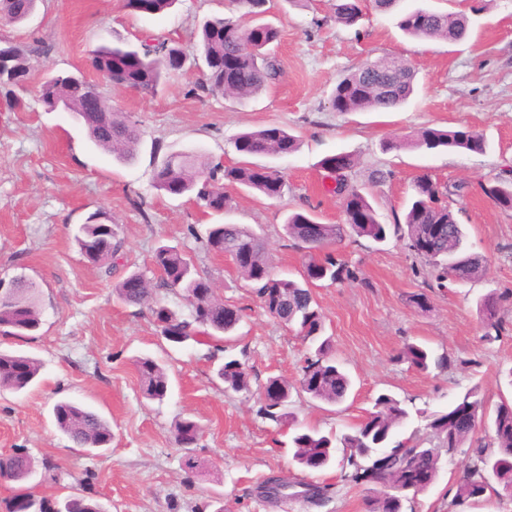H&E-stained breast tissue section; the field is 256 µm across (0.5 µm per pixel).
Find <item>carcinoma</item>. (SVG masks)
<instances>
[{"mask_svg":"<svg viewBox=\"0 0 512 512\" xmlns=\"http://www.w3.org/2000/svg\"><path fill=\"white\" fill-rule=\"evenodd\" d=\"M176 0H125L124 7L134 14L141 10L151 15L170 9ZM401 0H372L375 10L397 16L396 26L416 39H439L448 43L463 40L469 30L466 13L414 8L399 10ZM269 0H236V15L213 16L202 24L194 53L178 41L169 39L142 49L101 46L93 57L97 68L112 75V83L153 96L165 79L182 71L187 59L205 66L194 86L199 96L222 94L237 102L254 99L277 81L282 68L269 46L279 39V30L263 21ZM37 0H0V19L20 25L34 12ZM336 22L354 27L362 19L360 0H336L333 4ZM12 55L10 74L0 79V86L17 88L27 81L32 71V57L40 49L17 45L1 47L0 53ZM416 73L402 60L383 54L352 70L336 82L329 99L334 112H389L405 105L414 94ZM83 82L74 75H57L41 85V100L51 111L62 105L83 123L88 140L98 149L112 154L120 163L134 161L143 144L138 124L123 113L112 111L103 103L98 113L82 111ZM298 138L285 129L269 125L248 130L234 141L238 153L248 157L282 156L299 149ZM409 146L425 150H448L473 153L486 151L487 143L480 132L472 129L441 130L423 128L401 142L390 141L386 148ZM355 165L353 155L338 153L320 162L334 179L333 193L340 197L346 217L343 224H322L311 211H293L285 219L283 229L293 245L306 251L310 260L301 280L279 278L272 271L264 240L239 224H214L207 235L208 245L223 253L234 251L248 257L239 268L266 310L286 325L296 328L299 337L316 345L305 359L299 385L311 399L327 405L344 402L352 388L350 376L333 359L330 339L324 336L322 311L313 287L323 280L333 283L357 280V271L327 248L347 235L367 237L376 242L393 235L402 241L415 258L432 266L437 274L436 286L447 281H466L483 272V258L470 252L466 235L448 199L463 196V183H441L428 175L414 181V196L404 221L383 224L377 211L361 190L349 181L348 172ZM243 186L271 200H278L287 190L279 172L266 164L242 162L235 166L213 165L198 152L169 153L162 157L153 172V187L172 197L187 196L197 206L222 215L230 206L224 186ZM483 194L496 206L512 210V178H502L492 185L481 186ZM317 228L314 242H309L311 228ZM81 256L93 265L111 271L122 252L123 243L109 224L104 212L90 214L75 235ZM157 279L143 272L123 277L114 287L117 298L127 306L145 308L162 337L173 345L199 337L217 342L232 338L242 322L241 309L226 305L215 296L213 282L199 275L192 259L181 249L162 245L153 255ZM141 281V288L131 292L127 282ZM160 288L180 294L191 307L184 316L156 296ZM512 300V291L490 292L478 302L484 324L483 339L492 342L502 329L501 310ZM41 325L36 286L16 277L12 286L0 292V336L25 340ZM398 358L420 371L444 369L448 357L436 355L428 348L406 342ZM146 398L163 401L170 390L166 368L151 357L135 362ZM42 365L25 354L0 351V389L15 393L26 391L37 379ZM224 390L241 392L250 387L251 369L246 362L226 357L216 370ZM261 412L278 427L294 430L291 445L294 459L305 470H322L336 460V448L345 453L342 467L344 481L362 486L367 492L366 512H402L409 499L406 488L427 479L435 483L439 461L451 458L466 443H471L470 462L450 506L478 505L489 494L512 487V401L501 400L493 409L486 407L481 387L474 385L462 393L447 410L429 416L426 437L402 439L397 429L409 419L402 402L382 393L374 403V411L341 436L322 434L313 428L299 426L289 410L291 385L279 378L266 381L262 391ZM466 411L479 416L493 433L492 448L477 437V430L460 427L455 416ZM56 427L80 448H107L112 443V428L107 420L90 408L73 401H59L52 409ZM201 433L200 424L190 418L179 420L174 428L175 444L192 449ZM34 472L31 457L22 449L0 457V480L21 482ZM303 501L316 505L329 498V486L314 485L303 491ZM8 512H54V505L44 498L19 494L8 502ZM64 512H100V506L86 498L72 497L65 502Z\"/></svg>","mask_w":512,"mask_h":512,"instance_id":"1","label":"carcinoma"}]
</instances>
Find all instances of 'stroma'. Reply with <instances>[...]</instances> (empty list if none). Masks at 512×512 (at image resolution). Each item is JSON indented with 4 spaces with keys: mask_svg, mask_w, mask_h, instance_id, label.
<instances>
[{
    "mask_svg": "<svg viewBox=\"0 0 512 512\" xmlns=\"http://www.w3.org/2000/svg\"><path fill=\"white\" fill-rule=\"evenodd\" d=\"M331 3L271 0L267 19L280 31L275 52L283 73L266 93L242 104L219 94H192L199 78L192 68L173 75L156 95L144 96L112 85L90 62L92 50L104 42L136 45L148 35L157 43L192 44L206 17L229 14V0H177L170 11L152 16L131 14L124 0H39L23 26L0 24V37L48 50L19 92L23 108L0 95V279L22 275L34 282L42 321L35 336L5 346L43 364L27 392L0 391V456L24 449L37 472L25 483L0 481V512L24 491L54 502L82 495L103 512H365L363 491L342 481L340 464L303 471L288 446V428L260 415L261 386L273 376L296 383L307 346L263 309L222 253L206 246L212 224L244 225L264 239L276 275L299 278L307 258L286 246L283 223L297 208L314 211L324 224L343 223L340 199L328 191L333 181L320 166L336 153L354 154L350 180L386 224L403 216L418 176L466 182L465 196L449 204L486 266L480 278L438 289L430 285L429 266L395 238L348 236L335 245L358 279L325 283L314 293L353 390L336 406L292 394L290 409L299 422L324 434L346 433L372 411L379 394L388 393L412 414L398 430L406 438L423 429L420 412L446 410L468 387L480 385L493 403L512 390L503 378L512 369V304L505 305V328L491 343L482 338L477 309L488 292L512 289V210H501L481 190L512 167V0H486L484 11L472 14L470 36L452 44L405 37L391 16L370 8L356 27H344L336 23ZM386 53L416 70L413 99L395 112L331 111L337 79ZM76 73L98 85L113 111L139 124L143 146L133 163H118L91 145L71 113L45 110L42 82ZM267 125L301 140L297 152L266 160L288 184L281 199L230 186L231 208L218 217L154 188L153 143H163L168 152L196 150L232 166L240 160L235 138ZM425 127L477 130L487 150L386 149L387 141ZM379 170L387 172L386 180L375 181ZM96 211L107 213L123 242V258L109 276L88 264L73 241L77 226ZM162 244L192 256L217 297L244 308L235 341L220 349L192 341L171 345L148 312L116 298V282L151 270ZM413 293L426 295L425 307L409 303ZM409 340L446 355L447 368L423 372L398 360ZM142 355L167 368L171 391L164 401L142 393L134 366ZM229 356L251 367L249 391H225L217 378ZM61 400L85 404L108 420L110 447L91 453L74 447L53 421L52 409ZM183 417L203 426L189 452L174 442V423ZM189 456L196 462L191 470L185 466ZM468 463L463 452L443 460L437 482L405 502L404 512H449ZM270 476L330 486L332 497L319 509L263 499L255 488Z\"/></svg>",
    "mask_w": 512,
    "mask_h": 512,
    "instance_id": "stroma-1",
    "label": "stroma"
}]
</instances>
